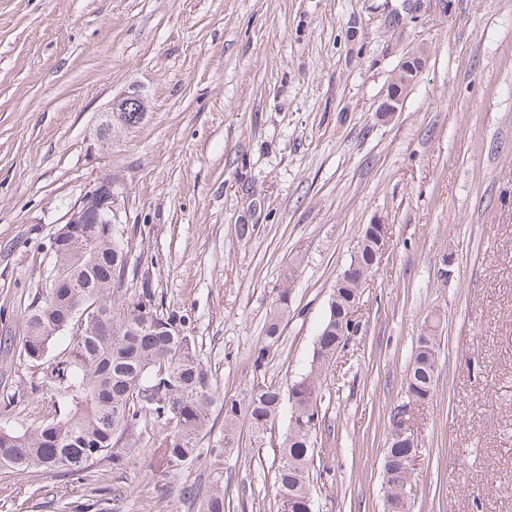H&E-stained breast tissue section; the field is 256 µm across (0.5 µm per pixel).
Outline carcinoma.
<instances>
[{
    "mask_svg": "<svg viewBox=\"0 0 512 512\" xmlns=\"http://www.w3.org/2000/svg\"><path fill=\"white\" fill-rule=\"evenodd\" d=\"M124 232L112 224H65L46 246L53 260L52 280L27 315L21 354L42 368L41 390L50 395L59 415L34 430L0 426V469L15 475L57 473L78 475L96 460L124 464L141 425L148 420L170 425L156 448V458L167 472H176L202 455L215 468L208 487L192 488L188 497L200 503V512H225L224 470L220 462L236 447L242 429L255 443L264 440L268 426L288 401L290 416L279 446L274 472L279 512H308L310 465L314 436L321 428L324 382L336 359V313H347L355 290L350 279L336 282L337 303L328 315L313 349L307 371L282 394L280 388L258 382L241 398H226L214 387L212 375L197 354L186 318L158 311L149 290L114 308L112 289L119 288L131 262ZM362 247L350 261L369 276L374 265L375 228L362 231ZM288 290L270 311L265 336L254 353L261 371L280 339L288 319ZM438 325L432 323L416 337L407 371L406 400L394 408L390 446L383 462L382 489L391 512H411L402 495L411 473L403 464L410 450L394 438L410 419L407 409L430 401L436 389L435 364L439 350ZM65 340L69 357L51 361L54 345ZM221 405L224 443L202 449L200 437L210 428L211 410ZM125 442L124 451L118 450Z\"/></svg>",
    "mask_w": 512,
    "mask_h": 512,
    "instance_id": "carcinoma-1",
    "label": "carcinoma"
}]
</instances>
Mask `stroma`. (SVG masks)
Masks as SVG:
<instances>
[{"label": "stroma", "mask_w": 512, "mask_h": 512, "mask_svg": "<svg viewBox=\"0 0 512 512\" xmlns=\"http://www.w3.org/2000/svg\"><path fill=\"white\" fill-rule=\"evenodd\" d=\"M420 45L425 68L381 122L384 89ZM131 92L146 103L137 122L109 115ZM107 174L135 265L115 303L148 288L185 316L227 397L260 377L254 351L283 291L291 313L262 377L285 390L306 371L362 228L388 225L363 331L327 373L314 512H384L390 416L435 316L412 512H512V0H0V423L54 415L20 354L49 286L41 245ZM288 418L226 455L225 512H278ZM167 432L141 429L117 469L0 470V512H197L186 490L207 484L210 459L162 473Z\"/></svg>", "instance_id": "stroma-1"}]
</instances>
